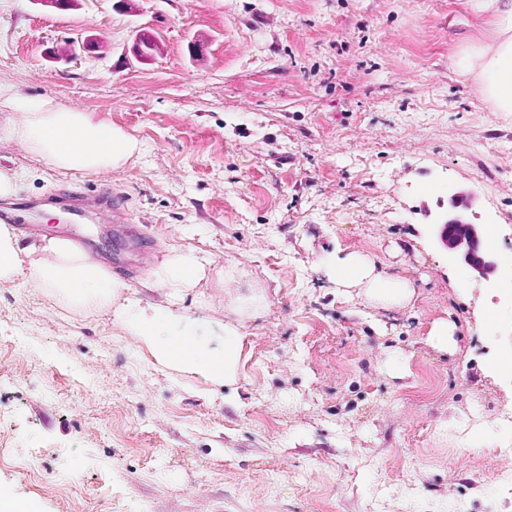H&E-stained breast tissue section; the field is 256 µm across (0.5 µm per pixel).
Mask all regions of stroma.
Here are the masks:
<instances>
[{
  "label": "stroma",
  "mask_w": 512,
  "mask_h": 512,
  "mask_svg": "<svg viewBox=\"0 0 512 512\" xmlns=\"http://www.w3.org/2000/svg\"><path fill=\"white\" fill-rule=\"evenodd\" d=\"M465 2L0 0V85L140 144L95 175L0 140V170L27 172L15 199L111 188L126 223L44 211V235L83 236L146 304L158 265L194 252L185 325L243 344L214 390L145 356L111 311L0 280V486L38 512H512L496 455L512 444V112L450 65L484 30ZM144 31L161 47L147 63L130 51ZM81 33L105 58L60 59ZM457 190L495 233L492 280L434 239ZM339 250L408 280L413 302L337 287ZM441 318L446 353L425 341ZM455 330V324L448 321V319H441L435 322L431 327L428 333L427 342L435 350L441 353H446L456 345L454 338Z\"/></svg>",
  "instance_id": "stroma-1"
}]
</instances>
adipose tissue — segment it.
<instances>
[{"label":"adipose tissue","mask_w":512,"mask_h":512,"mask_svg":"<svg viewBox=\"0 0 512 512\" xmlns=\"http://www.w3.org/2000/svg\"><path fill=\"white\" fill-rule=\"evenodd\" d=\"M470 11L491 26L489 36L460 50L464 70L479 83L494 111L512 112V0H466ZM0 139L19 142L53 171L102 174L137 155L136 138L108 120L77 112L43 98H20L0 89ZM329 267L337 287L357 288L375 305L408 304L410 283L378 271L358 252L336 254ZM202 268L191 253L166 259L156 270L153 287L167 290L168 304L142 305L136 293L81 247L63 237L27 243L0 226V279L25 272L33 288L55 292L67 305L80 309H111L115 321L160 365L202 379L212 388L234 381L242 343L231 329L222 348H213L188 331L175 332L181 313L176 297L193 287Z\"/></svg>","instance_id":"obj_1"}]
</instances>
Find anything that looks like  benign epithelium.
I'll use <instances>...</instances> for the list:
<instances>
[{"instance_id": "1", "label": "benign epithelium", "mask_w": 512, "mask_h": 512, "mask_svg": "<svg viewBox=\"0 0 512 512\" xmlns=\"http://www.w3.org/2000/svg\"><path fill=\"white\" fill-rule=\"evenodd\" d=\"M473 206L474 200L468 193L459 191L451 195L447 217L437 224V243L477 277L487 280L495 274L498 262L495 253L484 247V225L468 219L467 212Z\"/></svg>"}]
</instances>
